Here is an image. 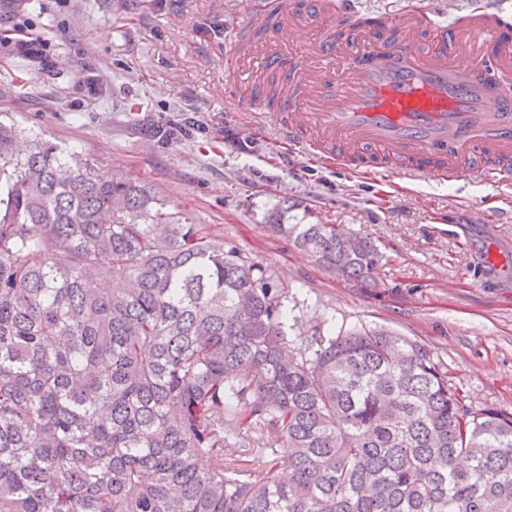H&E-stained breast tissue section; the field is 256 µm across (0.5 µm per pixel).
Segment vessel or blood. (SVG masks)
<instances>
[{
    "mask_svg": "<svg viewBox=\"0 0 512 512\" xmlns=\"http://www.w3.org/2000/svg\"><path fill=\"white\" fill-rule=\"evenodd\" d=\"M255 30L230 35L224 99L261 97L274 77L279 148L373 179L512 178V0L446 17L424 0L368 30L357 0H246Z\"/></svg>",
    "mask_w": 512,
    "mask_h": 512,
    "instance_id": "obj_1",
    "label": "vessel or blood"
}]
</instances>
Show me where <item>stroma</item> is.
Returning <instances> with one entry per match:
<instances>
[{
	"label": "stroma",
	"instance_id": "obj_1",
	"mask_svg": "<svg viewBox=\"0 0 512 512\" xmlns=\"http://www.w3.org/2000/svg\"><path fill=\"white\" fill-rule=\"evenodd\" d=\"M240 0H0V39L26 22L47 63L0 52V113L147 183L262 266L318 321L385 325L418 338L471 410L512 412V185L376 181L282 155L274 128L247 134L224 100L227 30ZM95 82L98 92L84 86ZM186 124L191 136L158 133ZM333 224L370 237L376 285L337 278L267 225Z\"/></svg>",
	"mask_w": 512,
	"mask_h": 512
}]
</instances>
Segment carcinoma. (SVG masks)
Masks as SVG:
<instances>
[{
    "instance_id": "1",
    "label": "carcinoma",
    "mask_w": 512,
    "mask_h": 512,
    "mask_svg": "<svg viewBox=\"0 0 512 512\" xmlns=\"http://www.w3.org/2000/svg\"><path fill=\"white\" fill-rule=\"evenodd\" d=\"M268 228L368 288L382 252ZM288 289L146 184L0 120V512H512V413Z\"/></svg>"
}]
</instances>
